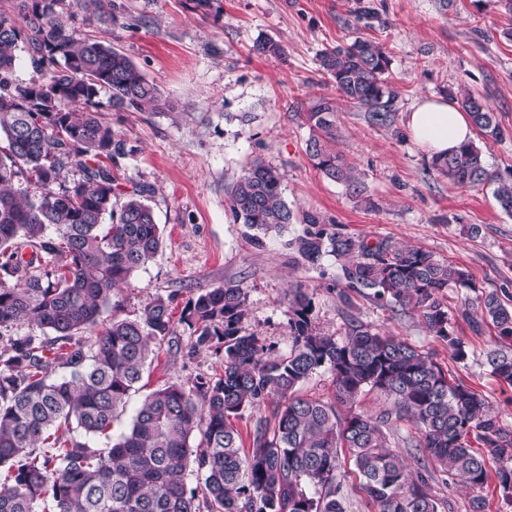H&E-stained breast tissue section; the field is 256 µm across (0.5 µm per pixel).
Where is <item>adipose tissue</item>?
<instances>
[{
    "label": "adipose tissue",
    "mask_w": 512,
    "mask_h": 512,
    "mask_svg": "<svg viewBox=\"0 0 512 512\" xmlns=\"http://www.w3.org/2000/svg\"><path fill=\"white\" fill-rule=\"evenodd\" d=\"M406 126L412 139L429 155L451 153L471 139L466 112L444 99H425L409 112Z\"/></svg>",
    "instance_id": "1"
}]
</instances>
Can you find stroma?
Masks as SVG:
<instances>
[{
    "instance_id": "obj_1",
    "label": "stroma",
    "mask_w": 512,
    "mask_h": 512,
    "mask_svg": "<svg viewBox=\"0 0 512 512\" xmlns=\"http://www.w3.org/2000/svg\"><path fill=\"white\" fill-rule=\"evenodd\" d=\"M129 27L92 28L98 39L122 49L177 105L176 116L113 112L108 93L101 111L130 145L133 155L115 169L121 179L152 184L151 200L163 247L121 289L123 313L134 316L155 297L172 298L174 313L199 292L233 280L248 292L244 327L288 347L291 285L313 294L315 325L343 337L349 317L400 336L429 352L448 377L482 393L502 423L512 428V387L494 377L486 354L500 342L490 324L473 328L455 317L451 331L469 351L454 360L447 343L431 336L419 318L401 315L336 290L340 265L327 256L320 267L293 262L287 242L303 224L254 243L234 221L224 185L255 158L285 174L283 197L297 213H315L337 231L372 240L389 239L432 251L466 268L477 286L512 304V216L497 206L492 187L468 190L430 174V159L406 129V116L426 98L445 97L463 83L486 97L505 130L504 139L474 135L489 168L512 165V11L502 0H373L371 24L358 22L356 0H211L207 14L189 0H123ZM379 41L391 58V80L399 93L391 128L370 126L360 110L336 114L337 151L362 173L381 202L376 211L356 206L342 185L326 178L308 158L310 129L300 117L317 97L330 94L317 72L324 48L356 36ZM271 38L285 57L260 56L252 47ZM480 227L471 236L466 226ZM209 352L185 356L156 350L139 391L130 392L115 421L121 432L146 392L219 370ZM427 490L440 512H512L494 485L467 488L430 464Z\"/></svg>"
}]
</instances>
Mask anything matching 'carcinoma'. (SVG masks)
I'll return each instance as SVG.
<instances>
[{
    "label": "carcinoma",
    "instance_id": "1",
    "mask_svg": "<svg viewBox=\"0 0 512 512\" xmlns=\"http://www.w3.org/2000/svg\"><path fill=\"white\" fill-rule=\"evenodd\" d=\"M77 18L126 26L115 0H11L0 9V512H46L49 502L53 512H346L341 448L375 512H438L425 475L390 449L386 429L404 419L418 433L406 445L470 488L494 481L512 504V428L483 395L449 381L432 354L357 319L341 338L319 332L301 284L288 288L284 352L242 326L248 292L240 284L200 292L182 312L192 330L188 353L213 352L222 372L152 391L128 428L112 435L154 348L179 341L170 298H155L132 318L116 315L118 288L154 259L163 237L148 204L155 188H123L112 172L135 147L103 119L98 97L109 92L115 112L169 115L176 105L126 53L67 23ZM252 51L286 53L271 38ZM22 53L34 75L19 84ZM317 62L334 94L302 113L312 132L307 153L351 200L378 210L362 174L334 149L336 112L358 108L369 124L393 126L391 59L357 36L322 50ZM448 98L480 135L504 136L483 96L459 84ZM430 171L461 188L494 186L498 207L512 215V167L489 169L474 141L432 157ZM69 173L78 178L66 180ZM284 179L254 159L224 187L235 221L264 235L302 221L305 230L288 242L295 259L316 268L334 256L341 299L352 290L417 316L459 361L467 351L450 332L448 289L463 291L457 315L492 325L503 346L486 363L512 387V308L498 293L480 290L466 269L429 250L373 243L315 214L297 216L283 198ZM21 325L27 331L19 335ZM321 368L332 376L330 401L300 394ZM60 369L68 375L56 376ZM367 389L386 397L375 415L354 410ZM268 402L272 419L257 420L244 447L231 419ZM472 437L486 451L473 448ZM190 469L201 477L193 488L185 482Z\"/></svg>",
    "mask_w": 512,
    "mask_h": 512
}]
</instances>
